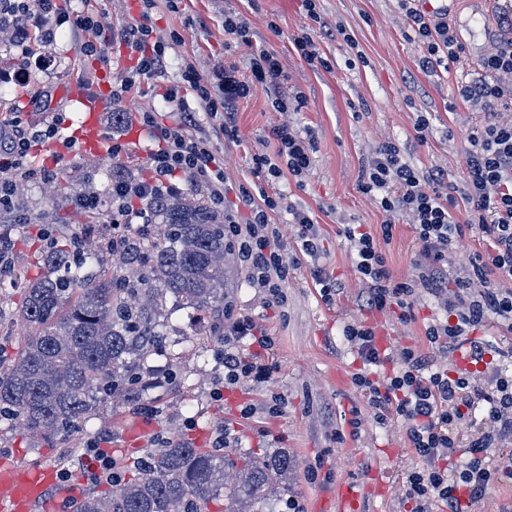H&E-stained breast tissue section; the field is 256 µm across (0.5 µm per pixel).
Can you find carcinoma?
Returning <instances> with one entry per match:
<instances>
[{"mask_svg":"<svg viewBox=\"0 0 512 512\" xmlns=\"http://www.w3.org/2000/svg\"><path fill=\"white\" fill-rule=\"evenodd\" d=\"M156 233L131 231L128 255L110 262L112 241L83 242L60 230L38 259L43 273L24 283L18 312L31 328L0 361V417L47 446L67 440L86 418L112 404L134 407L147 360L163 344L168 302L224 331L231 248L224 212L187 189L152 209ZM288 451L262 456L198 448L168 439L148 453L137 476L90 494L77 512H264L288 495Z\"/></svg>","mask_w":512,"mask_h":512,"instance_id":"obj_1","label":"carcinoma"}]
</instances>
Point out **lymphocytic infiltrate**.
Segmentation results:
<instances>
[{"mask_svg": "<svg viewBox=\"0 0 512 512\" xmlns=\"http://www.w3.org/2000/svg\"><path fill=\"white\" fill-rule=\"evenodd\" d=\"M398 2L406 35L420 48L418 66L423 73H434L451 62L468 66L447 11L431 16L417 8L416 0ZM153 5L154 0H142L139 18L114 34L94 13L66 14L58 0H0V33L24 47L35 36L53 41L59 27L71 22L88 35L82 46L87 56L105 58L116 38L136 53L135 66L111 89L112 102L128 122L148 132L156 147L146 159L145 176L115 182L110 188L114 222L130 229L152 224L151 202L189 185L205 187L212 202L224 210V238L236 252L250 287L268 302L285 305L288 275L306 257L322 298L331 299L335 285L319 263L320 231L312 212L289 206L294 229L289 244L271 221L280 206L278 199L242 186L236 203H228L230 187L213 143L217 134L237 140L234 107L255 87L269 93L279 111H287L288 102L279 91L284 76L279 56L255 46L243 15L227 11L224 32L248 50L251 80H241L232 65L207 78L188 64L179 82L165 91L178 119L167 123L158 113L133 110L129 101L141 81L164 69L168 46L182 40L175 31L154 38L149 24ZM496 13L501 40L478 63V78L457 84L454 94L483 116L466 134L463 182L451 181L444 166H414L398 141L384 139L373 146L358 182L359 191L384 214L380 231H365L357 224L343 225L340 231L362 284L364 309L406 313L424 291L437 309L425 329L432 349L428 355L413 346L380 347L376 326L364 318L348 321L342 330L362 363L352 383L373 419L381 425L395 418L404 424L418 463L406 472L403 488L416 512H434L438 506L466 512V503L485 500L494 485L512 483V346L471 337L483 326L512 334V121L504 119L505 112H512V0H501ZM189 95L212 120V133L204 132L196 113L186 111ZM57 130L53 121L34 122L22 112L0 113V214L14 211L19 181L55 179L56 169L35 164L31 151L55 138ZM272 135L276 152L253 155L254 174L268 183L286 175H306L313 165L312 134L284 123ZM399 218L413 225L422 251L412 273L396 279L386 266L380 242L391 238ZM474 231L489 238L490 253L475 255L466 268L450 266L449 249ZM268 344V336L251 318L225 311V383L269 382L270 370L259 356ZM462 349L472 365L491 358L493 370L478 380L469 369L449 362V355ZM386 366L391 375L378 377V369Z\"/></svg>", "mask_w": 512, "mask_h": 512, "instance_id": "1", "label": "lymphocytic infiltrate"}]
</instances>
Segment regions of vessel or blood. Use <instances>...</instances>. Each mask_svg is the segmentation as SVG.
I'll use <instances>...</instances> for the list:
<instances>
[{
  "label": "vessel or blood",
  "instance_id": "obj_1",
  "mask_svg": "<svg viewBox=\"0 0 512 512\" xmlns=\"http://www.w3.org/2000/svg\"><path fill=\"white\" fill-rule=\"evenodd\" d=\"M68 101L77 102L84 114L81 124V144L95 154L108 149V134L102 125V100L88 92H72ZM56 487L51 499H44L45 487ZM80 494L75 486L61 485L53 468L27 469L10 464L0 465V512H30L33 504L45 501L50 512H70Z\"/></svg>",
  "mask_w": 512,
  "mask_h": 512
}]
</instances>
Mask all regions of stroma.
Masks as SVG:
<instances>
[{"instance_id": "stroma-1", "label": "stroma", "mask_w": 512, "mask_h": 512, "mask_svg": "<svg viewBox=\"0 0 512 512\" xmlns=\"http://www.w3.org/2000/svg\"><path fill=\"white\" fill-rule=\"evenodd\" d=\"M66 10H93L113 30H121L139 16V0H61ZM323 22L317 30V46L328 59L329 68H313L300 56L296 37L311 27L312 21L303 0H180L170 7L168 0H156L151 24L157 33L177 30L182 36L167 54L162 73L141 84L135 103L155 112H167L163 97L167 86L178 80L184 63L190 62L204 75L232 65L240 79L252 78L248 57L231 36L225 35L222 20L225 11L242 13L255 38L280 57L286 78L281 94L304 97L299 111H276L264 90H256L236 104L239 139L217 141L224 162V175L233 185L252 186L256 177L251 157L258 152L271 153L275 144L274 127L292 123L300 131L312 132L316 151L313 169L304 183L285 176L269 186V193L280 194L284 203L300 204L312 210L321 226V265L336 279L340 293L326 302L315 288L310 266L300 262L288 281V305L268 306L249 288L246 272L236 268L230 297L236 312L245 313L264 329L272 346L264 355L273 368V382L265 387L241 383L223 387L224 339L211 335L206 323L186 309L171 312L167 346L150 358L151 367L175 369L174 381H161L145 387L141 405L157 407L156 415L137 413L132 408H104L90 416L65 444L50 448L33 443L25 431L6 419H0V457L19 466H52L72 474V483L83 494L98 487L81 474L88 442L103 438L109 443L117 468L130 472L161 439L178 435L190 439L196 447L210 448L218 428H228L239 451L256 454L287 449L292 459L290 496L303 504L305 512H336V492L340 482L354 481L365 492L361 512H407L402 500L405 471L416 458L407 446L403 424L394 419L378 425L362 412L363 398L351 377L361 363L346 345L341 332L350 319L360 317L361 288L352 259L339 234L338 218L378 229L383 214L369 196L357 189L361 165L380 140L394 138L404 147L408 158L419 167H447L451 180L464 177L463 154L468 128L480 123V114L460 105L452 106V95L466 74L456 64L447 71L429 77L417 63L419 49L407 39L396 0H317ZM493 0H457L449 14L458 41L471 60H478L499 39ZM277 30H270V23ZM85 32L62 26L51 43L33 40L30 54L21 53L0 38V69L29 65L30 55H45L53 61L49 69L37 72L29 87L0 86L1 112H31L34 93L51 96L48 111L59 113L58 132L71 136L81 122L76 106L61 107L64 88L75 83L80 74L91 71L100 80L98 89L108 93L109 73H121L136 63V56L123 44L113 43L107 63L88 59L82 53ZM430 113L432 132L426 143H419L413 129L416 112ZM154 147L147 133L131 143L127 156L119 159L99 157L82 151L70 141L63 156L40 148L42 163L58 169L59 180L80 181V191L103 198L102 221L85 224L75 197H51L47 185L24 186V203L32 210L56 212L63 223L74 225L76 232L89 239L110 237L112 210L107 204L108 183L113 166L139 174ZM17 245L14 254L15 277L0 281V342L17 344L24 325L17 312L22 277H34L30 256L22 244L37 236L34 224H16L10 228ZM421 244L407 221H397L393 238L384 248L386 265L393 277L408 276L419 257ZM436 310L428 293H421L407 320L396 314H373L383 345L424 346L423 330ZM278 403L280 411L265 414L269 403ZM255 406L254 417L246 419L242 408ZM360 408L358 435L336 442L333 434L349 420L352 408ZM317 479H310V470ZM388 481L385 495L374 496L377 474Z\"/></svg>"}]
</instances>
